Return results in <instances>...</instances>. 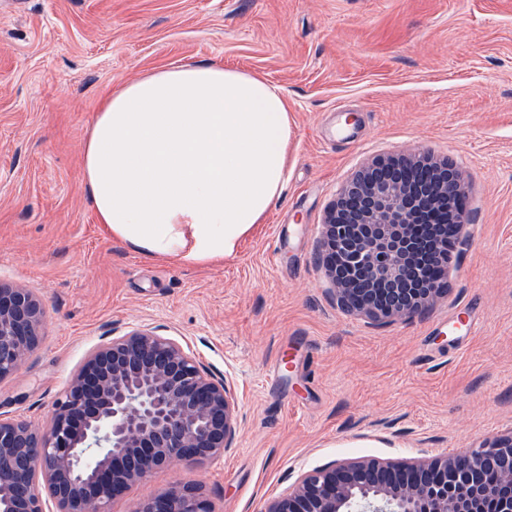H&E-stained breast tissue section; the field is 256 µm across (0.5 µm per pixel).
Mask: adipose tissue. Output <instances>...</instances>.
I'll use <instances>...</instances> for the list:
<instances>
[{
    "label": "adipose tissue",
    "mask_w": 512,
    "mask_h": 512,
    "mask_svg": "<svg viewBox=\"0 0 512 512\" xmlns=\"http://www.w3.org/2000/svg\"><path fill=\"white\" fill-rule=\"evenodd\" d=\"M293 121L266 79L214 63L114 91L83 150V183L113 239L151 258L220 262L281 198Z\"/></svg>",
    "instance_id": "obj_1"
}]
</instances>
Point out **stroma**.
Segmentation results:
<instances>
[{
	"mask_svg": "<svg viewBox=\"0 0 512 512\" xmlns=\"http://www.w3.org/2000/svg\"><path fill=\"white\" fill-rule=\"evenodd\" d=\"M199 62L285 91L295 163L236 255L191 266L102 229L82 151L107 91ZM414 154L463 176L468 238L445 294L378 324L327 292L321 225L367 162ZM0 281L45 301L0 415L46 424L102 337L133 326L177 339L237 396L222 458L159 467L111 512L175 484L215 512H261L332 461L459 453L511 431L512 0H0Z\"/></svg>",
	"mask_w": 512,
	"mask_h": 512,
	"instance_id": "35a3bbf8",
	"label": "stroma"
}]
</instances>
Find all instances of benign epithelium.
<instances>
[{"mask_svg": "<svg viewBox=\"0 0 512 512\" xmlns=\"http://www.w3.org/2000/svg\"><path fill=\"white\" fill-rule=\"evenodd\" d=\"M404 156L376 158L327 210L320 260L327 291L374 322L421 313L445 290L469 215L443 224L433 204L461 201L450 162L427 180L402 177ZM45 304L0 283V380L38 346ZM238 402L180 342L154 329L107 336L53 406L47 428L0 417V512H109L112 499L174 460L218 459L232 447ZM512 512V430L454 456L354 459L302 473L262 512ZM133 512H209L200 489L175 485Z\"/></svg>", "mask_w": 512, "mask_h": 512, "instance_id": "benign-epithelium-1", "label": "benign epithelium"}]
</instances>
